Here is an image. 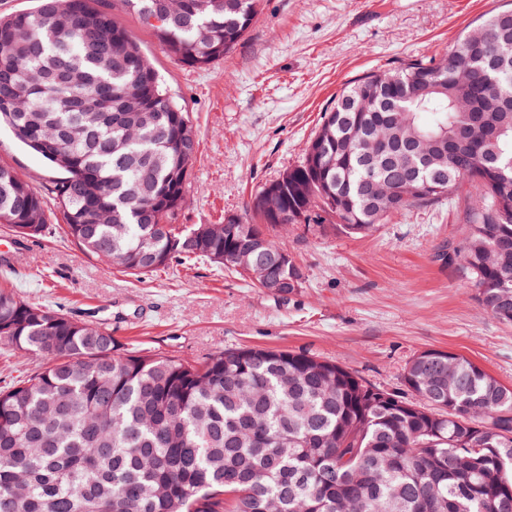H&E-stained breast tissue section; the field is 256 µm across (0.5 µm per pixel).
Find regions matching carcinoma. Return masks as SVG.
<instances>
[{"instance_id": "cac0c4a2", "label": "carcinoma", "mask_w": 512, "mask_h": 512, "mask_svg": "<svg viewBox=\"0 0 512 512\" xmlns=\"http://www.w3.org/2000/svg\"><path fill=\"white\" fill-rule=\"evenodd\" d=\"M0 17V126L64 176L67 234L125 273L226 255L273 223H177L199 140L129 10L177 61L203 67L243 40L262 0H36ZM447 51L371 72L325 111L282 174L288 224L367 234L466 194L452 256L480 306L512 323V8ZM433 183L440 191L411 195ZM49 212L0 165V224L16 248ZM253 266L302 278L274 243ZM0 352L50 359L0 386V512H512V388L423 350L411 397L306 352L245 347L201 363L120 349L112 330L0 289Z\"/></svg>"}]
</instances>
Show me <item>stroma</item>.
Returning a JSON list of instances; mask_svg holds the SVG:
<instances>
[{
    "instance_id": "stroma-1",
    "label": "stroma",
    "mask_w": 512,
    "mask_h": 512,
    "mask_svg": "<svg viewBox=\"0 0 512 512\" xmlns=\"http://www.w3.org/2000/svg\"><path fill=\"white\" fill-rule=\"evenodd\" d=\"M512 0H262L240 45L199 68L184 65L129 11L117 21L140 42L168 94L198 130L182 224L251 214L256 190L303 158L327 108L367 73L394 70L451 47L458 34ZM45 192L58 170L0 128V165ZM462 210L448 201L410 208L375 232L294 224L270 229L294 258L302 286L282 298L210 264L140 277L82 251L51 209L43 236L13 249L0 286L25 300L112 330L124 348L188 362L245 346L306 352L403 390L426 349L460 354L512 387V324L478 305L468 273L437 254L461 240Z\"/></svg>"
}]
</instances>
